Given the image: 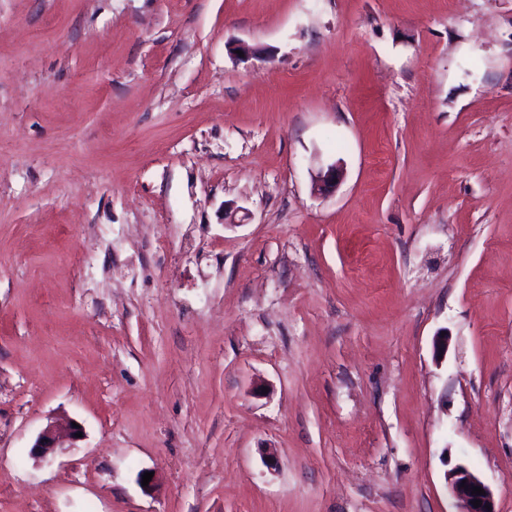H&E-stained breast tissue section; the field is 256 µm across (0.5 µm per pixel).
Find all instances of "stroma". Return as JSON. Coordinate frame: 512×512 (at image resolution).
<instances>
[{
  "label": "stroma",
  "mask_w": 512,
  "mask_h": 512,
  "mask_svg": "<svg viewBox=\"0 0 512 512\" xmlns=\"http://www.w3.org/2000/svg\"><path fill=\"white\" fill-rule=\"evenodd\" d=\"M459 464L512 512V0H0V512H452ZM76 424H78V427H73L72 422L64 427L53 423L46 425L31 447V456L38 460L44 459L55 448H65V443H69L70 448L76 447V443L84 437L82 426L77 422ZM79 432H82V437L75 436V433Z\"/></svg>",
  "instance_id": "obj_1"
}]
</instances>
